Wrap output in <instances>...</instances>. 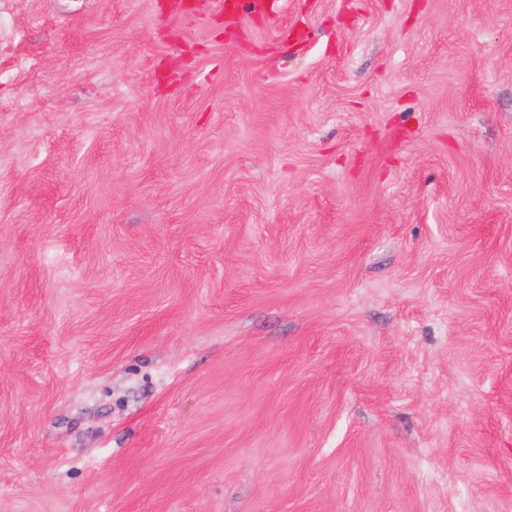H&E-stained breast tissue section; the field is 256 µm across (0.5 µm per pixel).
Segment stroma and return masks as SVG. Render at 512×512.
Listing matches in <instances>:
<instances>
[{
    "label": "stroma",
    "instance_id": "stroma-1",
    "mask_svg": "<svg viewBox=\"0 0 512 512\" xmlns=\"http://www.w3.org/2000/svg\"><path fill=\"white\" fill-rule=\"evenodd\" d=\"M0 0V512H512V0Z\"/></svg>",
    "mask_w": 512,
    "mask_h": 512
}]
</instances>
